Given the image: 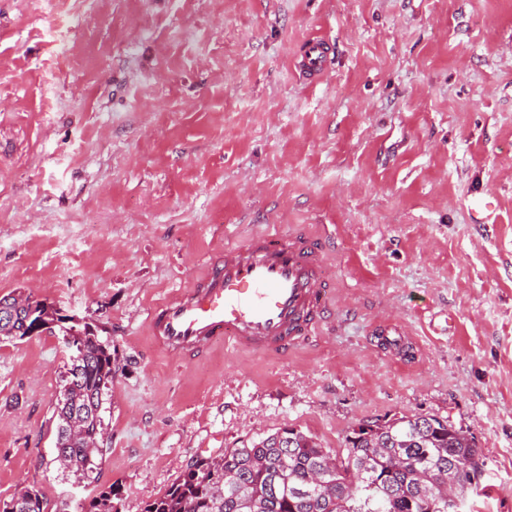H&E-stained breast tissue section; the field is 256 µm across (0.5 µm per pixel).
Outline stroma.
I'll use <instances>...</instances> for the list:
<instances>
[{
  "label": "stroma",
  "mask_w": 512,
  "mask_h": 512,
  "mask_svg": "<svg viewBox=\"0 0 512 512\" xmlns=\"http://www.w3.org/2000/svg\"><path fill=\"white\" fill-rule=\"evenodd\" d=\"M316 38L332 61L312 83ZM475 190L496 223H472ZM297 230L322 238L333 295L288 356L183 359L150 336L148 310L225 246ZM13 291L111 345L96 478L118 512L281 428L342 455L401 413L480 449L460 512H512V0H0ZM385 321L412 361L377 348ZM68 359L57 336L0 341V501H90L52 463ZM327 52L322 41L312 40L306 45L305 53L299 63L301 70L312 80L323 77L328 69Z\"/></svg>",
  "instance_id": "35a3bbf8"
}]
</instances>
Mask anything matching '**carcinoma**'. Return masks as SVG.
Masks as SVG:
<instances>
[{
  "label": "carcinoma",
  "mask_w": 512,
  "mask_h": 512,
  "mask_svg": "<svg viewBox=\"0 0 512 512\" xmlns=\"http://www.w3.org/2000/svg\"><path fill=\"white\" fill-rule=\"evenodd\" d=\"M30 322L69 336L84 357L71 362L52 414L56 455L66 476L92 482L105 448L103 394L112 382L109 343L86 323L58 317L47 303L32 301ZM27 331L0 315V339L22 340ZM338 459L316 440L284 428L250 447L197 459L145 512H448V491L463 498L478 485L484 461L449 420L403 414L391 423L366 421L346 437ZM455 464L453 486L448 465ZM330 471L327 485L309 495L315 471ZM0 512H43L39 489L24 487L0 504ZM87 512H117L112 490L90 500Z\"/></svg>",
  "instance_id": "obj_1"
}]
</instances>
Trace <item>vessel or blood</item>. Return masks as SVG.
Masks as SVG:
<instances>
[{
	"label": "vessel or blood",
	"instance_id": "vessel-or-blood-1",
	"mask_svg": "<svg viewBox=\"0 0 512 512\" xmlns=\"http://www.w3.org/2000/svg\"><path fill=\"white\" fill-rule=\"evenodd\" d=\"M299 66L310 79L323 77L322 41L307 43ZM469 211L473 223L493 221L487 194L473 193ZM321 254L318 240L303 232L285 241L255 236L225 248L186 290L149 311L148 329L176 356L202 354L219 342L241 351L287 352L327 311V285L316 276Z\"/></svg>",
	"mask_w": 512,
	"mask_h": 512
}]
</instances>
